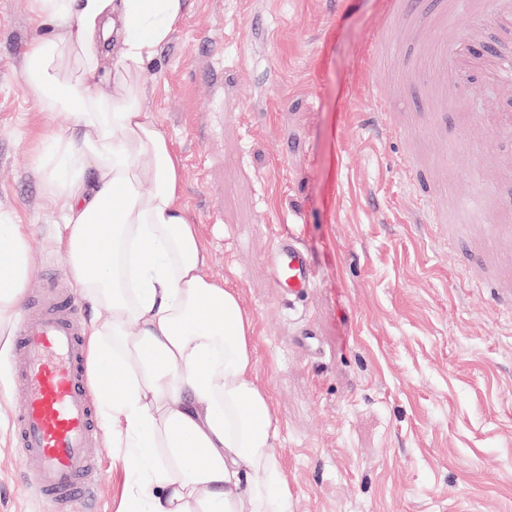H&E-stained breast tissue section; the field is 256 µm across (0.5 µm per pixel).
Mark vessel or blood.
I'll use <instances>...</instances> for the list:
<instances>
[{"instance_id": "obj_1", "label": "vessel or blood", "mask_w": 512, "mask_h": 512, "mask_svg": "<svg viewBox=\"0 0 512 512\" xmlns=\"http://www.w3.org/2000/svg\"><path fill=\"white\" fill-rule=\"evenodd\" d=\"M463 12L472 20L465 32L450 31L449 14ZM493 30L500 48L477 49L484 30ZM420 44L435 59L433 70L407 69L404 94L429 88L428 111L448 109L449 94H462L480 82L508 91L477 123L483 135L512 142V0H439L428 10L427 0H385L383 20L374 31L371 46L379 67H386L393 47L404 42ZM375 123L388 139L400 136L395 120L396 103L391 93L371 85ZM400 163L410 174L426 223L444 224L448 210L440 201V186L417 158L403 154ZM486 195L476 196L467 208L483 223L486 253L475 254L482 279L493 300L507 298L505 281L488 255L503 245L512 246V227L487 223ZM273 278L296 294L312 288L306 253L293 241L279 239L267 257ZM76 289L62 279L45 284L26 304L13 342L12 367L23 388L11 414V428L26 477V484L55 512H88L99 481L97 450L98 417L92 400L83 329L79 320Z\"/></svg>"}]
</instances>
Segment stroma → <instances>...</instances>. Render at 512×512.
<instances>
[{"label": "stroma", "mask_w": 512, "mask_h": 512, "mask_svg": "<svg viewBox=\"0 0 512 512\" xmlns=\"http://www.w3.org/2000/svg\"><path fill=\"white\" fill-rule=\"evenodd\" d=\"M382 15L381 0H187L143 75L147 111L183 159L207 275L255 321L292 512H512V318L478 284L473 239L418 224L397 146L371 133L364 86L407 67L404 49L387 72L369 53ZM43 32L28 0H0V213L28 227L31 292L68 274L33 168L66 117L42 112L23 77ZM494 98L475 86L444 112L403 107L409 149L447 169L455 223L488 189L490 223L512 225V179L489 163L512 143L468 124ZM292 232L314 277L296 302L266 263ZM10 353L0 344V512H52L18 478ZM100 432L95 512H117L129 476Z\"/></svg>", "instance_id": "1"}]
</instances>
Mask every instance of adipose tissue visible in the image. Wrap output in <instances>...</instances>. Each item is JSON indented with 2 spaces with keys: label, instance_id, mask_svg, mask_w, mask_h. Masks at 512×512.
Instances as JSON below:
<instances>
[{
  "label": "adipose tissue",
  "instance_id": "1",
  "mask_svg": "<svg viewBox=\"0 0 512 512\" xmlns=\"http://www.w3.org/2000/svg\"><path fill=\"white\" fill-rule=\"evenodd\" d=\"M185 0H29L45 35L24 74L66 127L33 165L59 215L70 275L99 313L88 328L94 396L130 476L124 512H291L256 325L209 278L180 202L183 164L147 115L142 73ZM150 190H143V182ZM27 227L0 217V342L28 283Z\"/></svg>",
  "mask_w": 512,
  "mask_h": 512
}]
</instances>
